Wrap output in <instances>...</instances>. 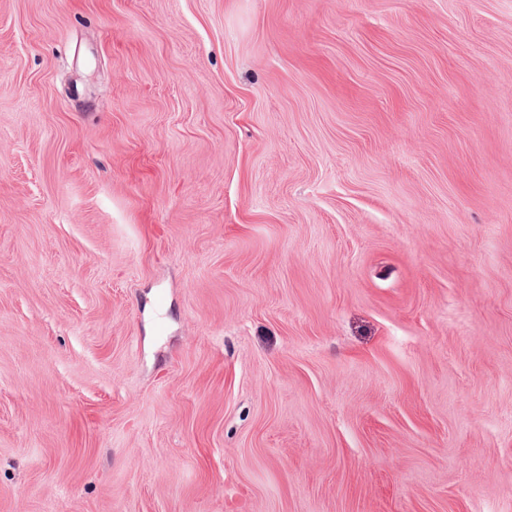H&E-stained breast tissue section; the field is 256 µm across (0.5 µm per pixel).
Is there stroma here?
<instances>
[{
  "label": "stroma",
  "mask_w": 512,
  "mask_h": 512,
  "mask_svg": "<svg viewBox=\"0 0 512 512\" xmlns=\"http://www.w3.org/2000/svg\"><path fill=\"white\" fill-rule=\"evenodd\" d=\"M0 512H512V0H0Z\"/></svg>",
  "instance_id": "1"
}]
</instances>
